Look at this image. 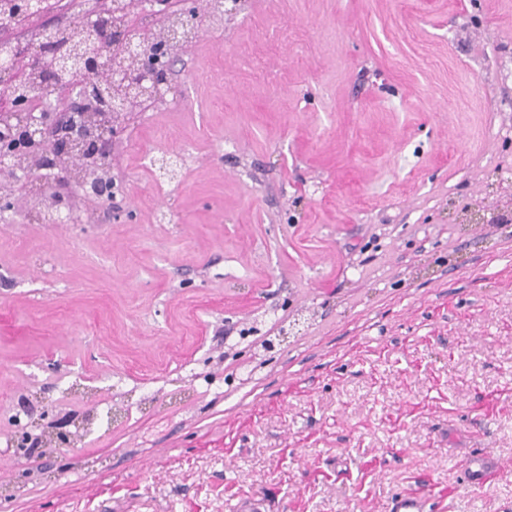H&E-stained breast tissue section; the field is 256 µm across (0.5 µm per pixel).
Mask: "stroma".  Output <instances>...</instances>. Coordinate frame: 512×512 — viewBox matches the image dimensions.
<instances>
[{"mask_svg":"<svg viewBox=\"0 0 512 512\" xmlns=\"http://www.w3.org/2000/svg\"><path fill=\"white\" fill-rule=\"evenodd\" d=\"M512 0H243L89 224L0 223V441L111 411L0 512H512ZM182 155L175 178L151 161ZM510 470L458 489L464 453ZM432 503L425 494L405 492L392 500L391 512H430Z\"/></svg>","mask_w":512,"mask_h":512,"instance_id":"1","label":"stroma"}]
</instances>
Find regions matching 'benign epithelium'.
<instances>
[{"instance_id": "7a95c632", "label": "benign epithelium", "mask_w": 512, "mask_h": 512, "mask_svg": "<svg viewBox=\"0 0 512 512\" xmlns=\"http://www.w3.org/2000/svg\"><path fill=\"white\" fill-rule=\"evenodd\" d=\"M204 6L202 0H128L123 24L112 25L108 23L112 0H98L97 11L83 14L71 32L76 35L101 26L104 42L113 48L138 37L135 21L145 11L158 23L179 15L185 20L168 28L161 38L141 43V51L127 69L113 66L108 55L73 54L61 60L68 86L74 90L62 109L53 107L50 100L37 105L9 94L30 76L50 86L52 97L60 92L54 86L57 71L44 64L42 41L15 40L10 51L13 61L0 63V94L8 97L0 112L1 211L13 213L24 203L33 220L43 219L47 212L57 223L81 224L85 215L112 209V199L121 188L112 174L113 148L133 116L127 102L115 94L116 85L147 88L148 106L165 103L173 90L172 65L196 38ZM31 426L41 433L17 434L14 447L33 444L47 455L70 441V427L79 426V418L45 424L33 421Z\"/></svg>"}]
</instances>
